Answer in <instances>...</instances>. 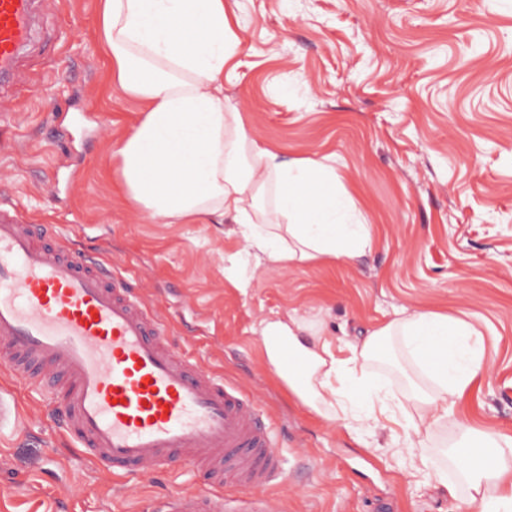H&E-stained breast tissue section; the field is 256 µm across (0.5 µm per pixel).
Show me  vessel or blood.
Masks as SVG:
<instances>
[{
    "label": "vessel or blood",
    "mask_w": 512,
    "mask_h": 512,
    "mask_svg": "<svg viewBox=\"0 0 512 512\" xmlns=\"http://www.w3.org/2000/svg\"><path fill=\"white\" fill-rule=\"evenodd\" d=\"M41 2L0 0V86L35 50ZM167 335L111 257L36 245L28 217L0 201V343L17 379L59 381L76 451L132 478L201 466L205 488L170 494L163 512H279L264 491L284 463L257 400Z\"/></svg>",
    "instance_id": "1"
}]
</instances>
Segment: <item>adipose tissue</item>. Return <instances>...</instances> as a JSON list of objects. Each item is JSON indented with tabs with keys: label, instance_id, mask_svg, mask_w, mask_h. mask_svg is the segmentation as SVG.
I'll return each mask as SVG.
<instances>
[{
	"label": "adipose tissue",
	"instance_id": "1",
	"mask_svg": "<svg viewBox=\"0 0 512 512\" xmlns=\"http://www.w3.org/2000/svg\"><path fill=\"white\" fill-rule=\"evenodd\" d=\"M104 43L121 90L144 115L117 151L121 185L153 220L207 224L230 218L243 251L256 261L298 265L350 260L370 249V225L334 167L315 158L282 160L224 105V82L239 65L242 39L225 0H103ZM272 204H264L266 193ZM265 356L279 365L287 343L304 359L302 374L282 373L311 412L336 418L347 383L366 370L382 343L401 338L433 390L411 397L423 426L447 418L481 374L474 329L462 318L401 308L337 359L301 317L260 321ZM483 512H512V454L474 442L458 458Z\"/></svg>",
	"mask_w": 512,
	"mask_h": 512
}]
</instances>
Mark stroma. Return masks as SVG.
I'll return each mask as SVG.
<instances>
[{"instance_id": "stroma-1", "label": "stroma", "mask_w": 512, "mask_h": 512, "mask_svg": "<svg viewBox=\"0 0 512 512\" xmlns=\"http://www.w3.org/2000/svg\"><path fill=\"white\" fill-rule=\"evenodd\" d=\"M99 8L49 0L45 54L0 90L12 119L0 198L85 251L107 246L172 345L257 399L288 473L267 491L283 512H459L471 494L451 454L459 423L512 439V0H235L244 50L226 105L282 159L329 157L373 235L352 261L272 268L242 257L231 222L153 221L122 190L115 151L143 107L113 80ZM403 307L466 320L483 363L413 448L420 411L404 396L430 382L400 342L371 363L392 398L358 433L297 400L256 331L301 316L346 360ZM0 390L18 407L0 429V512H148L204 483L183 463L140 482L94 466L69 451L47 384L0 365Z\"/></svg>"}]
</instances>
